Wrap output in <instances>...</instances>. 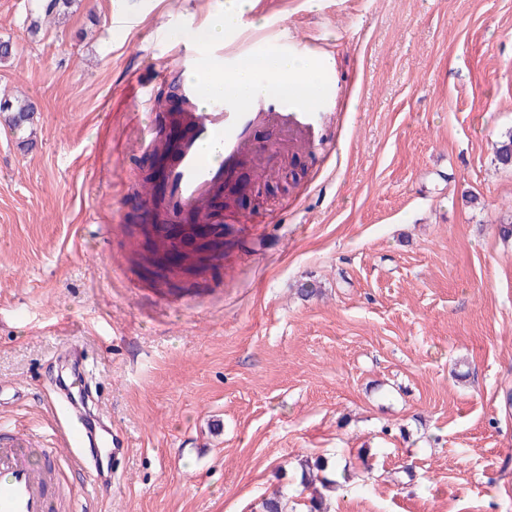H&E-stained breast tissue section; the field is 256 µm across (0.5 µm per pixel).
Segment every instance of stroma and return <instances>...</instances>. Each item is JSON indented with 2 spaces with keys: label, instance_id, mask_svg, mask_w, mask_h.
Wrapping results in <instances>:
<instances>
[{
  "label": "stroma",
  "instance_id": "35a3bbf8",
  "mask_svg": "<svg viewBox=\"0 0 512 512\" xmlns=\"http://www.w3.org/2000/svg\"><path fill=\"white\" fill-rule=\"evenodd\" d=\"M252 2L322 64L324 148L244 167V223L171 275L136 210L92 223L94 182L132 189L159 32L224 0H76L35 34L39 0H0V93L37 108L26 144L0 118V422L44 424L69 345L128 449L110 496L69 473L75 512H307L306 456L347 478L329 512H512V0Z\"/></svg>",
  "mask_w": 512,
  "mask_h": 512
}]
</instances>
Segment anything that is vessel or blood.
<instances>
[{"label": "vessel or blood", "instance_id": "obj_1", "mask_svg": "<svg viewBox=\"0 0 512 512\" xmlns=\"http://www.w3.org/2000/svg\"><path fill=\"white\" fill-rule=\"evenodd\" d=\"M228 58L239 64L249 55H225L220 41L176 44L172 68L185 81L171 115L164 123L149 115L128 138L131 150L152 158L158 169L157 176L138 180L135 191L143 221L159 227L169 253L180 248L187 232L238 223V216L222 212L221 203L244 157H262L272 170L290 143L319 145L314 128L325 115L303 98L258 94L243 104L207 94L206 81L223 77ZM47 424L67 454L35 449V431L25 424H0V512H62L55 485L69 468L89 473L98 490L114 484L115 466L126 450L111 425L89 414L86 397L65 389Z\"/></svg>", "mask_w": 512, "mask_h": 512}]
</instances>
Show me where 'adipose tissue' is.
<instances>
[{
	"instance_id": "adipose-tissue-1",
	"label": "adipose tissue",
	"mask_w": 512,
	"mask_h": 512,
	"mask_svg": "<svg viewBox=\"0 0 512 512\" xmlns=\"http://www.w3.org/2000/svg\"><path fill=\"white\" fill-rule=\"evenodd\" d=\"M322 87V70L317 60L265 48L249 63L235 68L217 90L233 94L242 102L267 91L302 97L315 104L320 100Z\"/></svg>"
}]
</instances>
